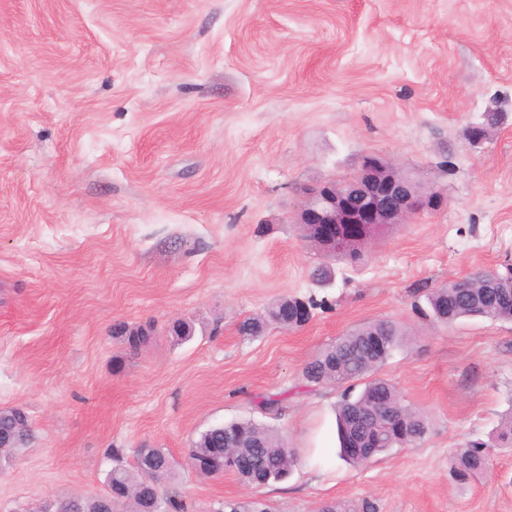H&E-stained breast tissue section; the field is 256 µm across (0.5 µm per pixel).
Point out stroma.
<instances>
[{"instance_id":"1","label":"stroma","mask_w":512,"mask_h":512,"mask_svg":"<svg viewBox=\"0 0 512 512\" xmlns=\"http://www.w3.org/2000/svg\"><path fill=\"white\" fill-rule=\"evenodd\" d=\"M368 154L444 203L358 265L326 260L295 223L301 190L356 177ZM322 262L325 286L309 277ZM507 264L512 0H0V407L36 435L0 469V512L103 493L113 449L181 463L207 428L248 420L298 466L256 489L180 472L188 512L254 497L512 512L511 449L478 479L449 474L512 410V322L418 312L430 289ZM292 296L326 306L298 330L240 333ZM177 319L191 340H172ZM376 320L415 335L378 375L429 430L355 467L337 455L342 387L302 370ZM148 322L140 349L113 334Z\"/></svg>"}]
</instances>
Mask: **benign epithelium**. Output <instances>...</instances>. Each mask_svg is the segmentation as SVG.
<instances>
[{
  "label": "benign epithelium",
  "instance_id": "obj_1",
  "mask_svg": "<svg viewBox=\"0 0 512 512\" xmlns=\"http://www.w3.org/2000/svg\"><path fill=\"white\" fill-rule=\"evenodd\" d=\"M443 203L440 193L425 191L417 178L401 173L392 160L367 155L358 177L306 189L295 223L316 225L325 252L334 255L345 251L350 240H367L385 225L406 224Z\"/></svg>",
  "mask_w": 512,
  "mask_h": 512
}]
</instances>
